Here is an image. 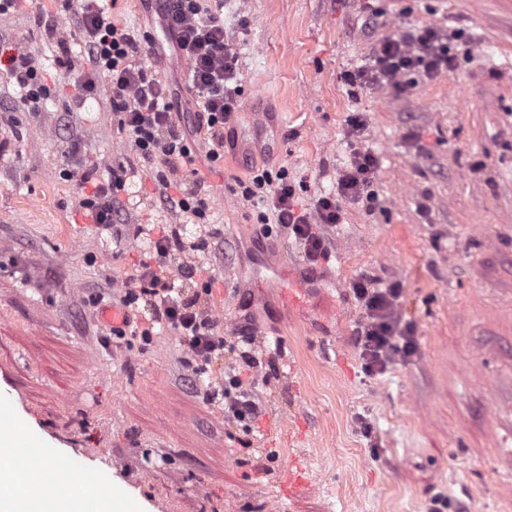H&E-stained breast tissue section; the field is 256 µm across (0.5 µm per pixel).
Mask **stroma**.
Segmentation results:
<instances>
[{
    "instance_id": "obj_1",
    "label": "stroma",
    "mask_w": 512,
    "mask_h": 512,
    "mask_svg": "<svg viewBox=\"0 0 512 512\" xmlns=\"http://www.w3.org/2000/svg\"><path fill=\"white\" fill-rule=\"evenodd\" d=\"M366 0H224V41L238 57L240 109L224 130V164L197 159L206 223L169 208L154 167L119 139L100 77L72 97L78 72L50 69L47 111L30 112L0 65V390L10 411L79 466L76 485L106 479L136 512H512V0H378L384 30H461L459 65L397 91L348 79L376 41ZM63 0H26L0 15V45L38 59L73 40ZM167 67L175 121L195 133L187 65L162 41L146 64ZM380 168L376 203L342 200L323 233L329 260L309 264L299 240L264 232L271 201L231 191L254 171L304 184L298 203L334 192L353 148ZM132 175L124 226L86 220L82 165ZM160 224H186L199 248L165 271L201 268L216 330L252 328L261 415L244 428L204 399L166 332L150 343L107 338L112 320L89 296L120 297ZM308 281L284 295L259 285V266ZM398 284L415 352L365 372L352 285ZM299 460L306 481L285 488Z\"/></svg>"
}]
</instances>
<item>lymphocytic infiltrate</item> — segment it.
<instances>
[{
  "instance_id": "lymphocytic-infiltrate-1",
  "label": "lymphocytic infiltrate",
  "mask_w": 512,
  "mask_h": 512,
  "mask_svg": "<svg viewBox=\"0 0 512 512\" xmlns=\"http://www.w3.org/2000/svg\"><path fill=\"white\" fill-rule=\"evenodd\" d=\"M111 0H80L76 16L79 49L64 54L60 66L80 69L79 96L93 93L99 76H107L111 95L109 105L117 117V132L128 142L139 158L158 165L157 183L166 194L167 204L205 220L211 194L203 184L192 189L175 188L171 171L194 168L197 156L185 132L173 117L170 91L158 73L142 61L144 54L154 51V40L112 23ZM159 17L165 34L172 37L180 56L187 64V87L196 103L198 128L209 143L207 157L218 162L224 157V129L238 109L237 90L231 82L236 77L237 59L224 44V0H165ZM461 34L456 30L423 27L397 35L382 36L368 64L357 78L377 88H397L420 79L452 72L456 67L455 43ZM7 71L20 93L19 101L28 111H40L51 95L44 70L30 51L20 45L10 48ZM379 167L374 151H354L348 168L341 175L337 191L319 196L312 207L296 203V187L287 172L254 175L251 183H239L236 193L253 200L259 190L272 191L277 224L289 229L304 244L309 261L327 259L329 249L317 230L321 224H338L342 211L337 197H358L370 187ZM63 177L91 185L81 207L93 223L109 226L122 221L115 203L128 191L127 168L124 163L113 166L108 177L96 169L71 167ZM181 225L168 224L153 239L149 256L140 261L114 307L128 315L131 307L140 305L149 314L150 325L141 329L142 341H150L155 330L174 332L188 357V378L201 384L210 401H223L224 413L244 427H251L261 410L251 395L255 383L253 335L230 338L217 334L215 322L197 300L183 296L175 279L166 277L161 267L184 246ZM353 293L362 309L355 331V343L361 351L366 372H384L399 357L413 353L412 328L404 322L399 306L401 290L396 284L365 278L353 285ZM238 351L240 366L225 375L224 386L214 390L202 385L203 375L222 360L226 350Z\"/></svg>"
}]
</instances>
